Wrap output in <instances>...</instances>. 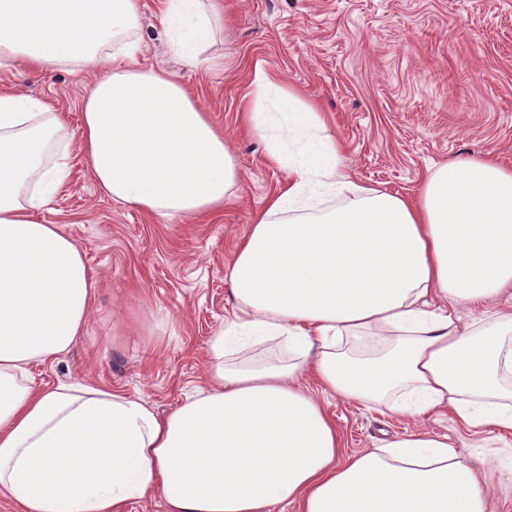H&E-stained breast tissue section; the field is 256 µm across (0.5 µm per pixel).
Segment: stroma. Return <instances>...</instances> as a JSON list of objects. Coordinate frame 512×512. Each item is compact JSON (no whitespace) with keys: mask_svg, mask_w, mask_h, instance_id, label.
I'll return each mask as SVG.
<instances>
[{"mask_svg":"<svg viewBox=\"0 0 512 512\" xmlns=\"http://www.w3.org/2000/svg\"><path fill=\"white\" fill-rule=\"evenodd\" d=\"M223 2L207 62L188 68L161 37L162 0H140L137 62L175 74L223 133L239 170L236 199L205 223L162 220L114 202L71 152V175L39 219L82 249L99 297L84 340L55 364L32 366L37 385L92 381L162 413L204 385L209 340L234 306L226 268L282 181L240 124L255 68L324 112L360 182L410 195L428 166L487 152L512 168V0ZM91 81L68 69L0 67V94L46 100L73 138ZM151 322L158 329L148 346L136 331ZM320 399L345 456L420 429L447 438L477 468L512 459L498 432L474 435L452 417L416 421L382 402Z\"/></svg>","mask_w":512,"mask_h":512,"instance_id":"obj_1","label":"stroma"}]
</instances>
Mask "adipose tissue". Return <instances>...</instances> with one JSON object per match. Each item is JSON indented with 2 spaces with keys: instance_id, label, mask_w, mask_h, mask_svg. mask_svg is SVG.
Masks as SVG:
<instances>
[{
  "instance_id": "1",
  "label": "adipose tissue",
  "mask_w": 512,
  "mask_h": 512,
  "mask_svg": "<svg viewBox=\"0 0 512 512\" xmlns=\"http://www.w3.org/2000/svg\"><path fill=\"white\" fill-rule=\"evenodd\" d=\"M222 0H164L172 51L202 63ZM139 0H0V59L92 73L79 141L44 99L0 95V495L20 512H486L491 480L419 431L339 455L302 383L415 419L512 433V168L490 156L429 169L404 196L357 183L315 106L256 68L243 120L283 172L228 268L235 308L212 336L206 384L167 415L96 383L38 387L86 335L97 281L61 225L36 214L77 147L104 194L164 218L232 201L236 160L176 78L140 68ZM485 316L463 321L461 308ZM383 348L369 360L340 348Z\"/></svg>"
}]
</instances>
